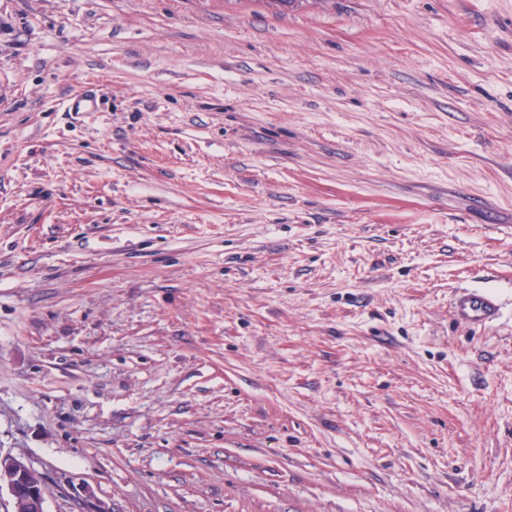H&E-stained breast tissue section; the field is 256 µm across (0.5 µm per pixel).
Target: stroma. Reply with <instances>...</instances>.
<instances>
[{
	"label": "stroma",
	"mask_w": 512,
	"mask_h": 512,
	"mask_svg": "<svg viewBox=\"0 0 512 512\" xmlns=\"http://www.w3.org/2000/svg\"><path fill=\"white\" fill-rule=\"evenodd\" d=\"M0 451L46 512H512V0H0ZM458 317L466 324L479 327L493 321L499 311L496 297L487 290H465L455 299Z\"/></svg>",
	"instance_id": "obj_1"
}]
</instances>
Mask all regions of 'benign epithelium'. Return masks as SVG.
Listing matches in <instances>:
<instances>
[{"label": "benign epithelium", "mask_w": 512, "mask_h": 512, "mask_svg": "<svg viewBox=\"0 0 512 512\" xmlns=\"http://www.w3.org/2000/svg\"><path fill=\"white\" fill-rule=\"evenodd\" d=\"M44 488L39 471L15 455L0 452V496L8 495V512H45Z\"/></svg>", "instance_id": "7a95c632"}]
</instances>
